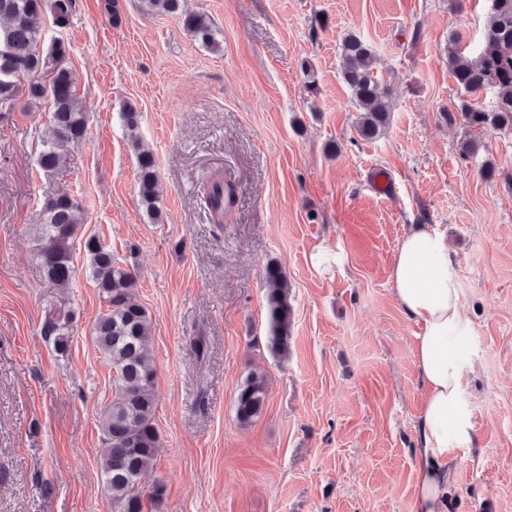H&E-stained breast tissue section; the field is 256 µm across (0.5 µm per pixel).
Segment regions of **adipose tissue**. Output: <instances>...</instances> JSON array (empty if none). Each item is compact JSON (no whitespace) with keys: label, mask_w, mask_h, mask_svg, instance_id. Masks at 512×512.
<instances>
[{"label":"adipose tissue","mask_w":512,"mask_h":512,"mask_svg":"<svg viewBox=\"0 0 512 512\" xmlns=\"http://www.w3.org/2000/svg\"><path fill=\"white\" fill-rule=\"evenodd\" d=\"M390 288L404 315L420 328L413 356L424 408L413 512H438L448 493L453 451L475 441L463 386L471 366L464 343L474 327L461 308L459 274L447 238L431 225H413L394 257Z\"/></svg>","instance_id":"adipose-tissue-1"}]
</instances>
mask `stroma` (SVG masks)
<instances>
[{
    "label": "stroma",
    "instance_id": "obj_1",
    "mask_svg": "<svg viewBox=\"0 0 512 512\" xmlns=\"http://www.w3.org/2000/svg\"><path fill=\"white\" fill-rule=\"evenodd\" d=\"M115 3L113 20L104 0H74L63 30L43 14L41 78L61 63L51 44L63 40L62 63L92 108L61 173L38 164L53 137L50 101L0 107V512H112L99 427L112 369L92 336L104 304L83 270L87 235L119 256L137 247L160 436L142 486L164 485V512H412L419 328L389 273L413 224L446 236L474 324L464 384L476 444L457 449L442 512H512V130L465 161L462 125L442 118L459 96L448 49L457 37L475 50L488 0H184L212 20L215 49L145 0ZM351 32L390 88L391 121L373 139L357 135L341 78ZM128 104L155 157L160 224L138 201ZM376 168L388 196L370 186ZM212 171L237 185L220 231L198 197ZM60 191L84 217L81 271L66 289L35 255L43 201ZM321 248L338 264L317 268ZM270 262L291 285L284 357L265 340ZM67 310L61 352L44 326ZM253 372L268 397L243 425L235 397Z\"/></svg>",
    "mask_w": 512,
    "mask_h": 512
}]
</instances>
